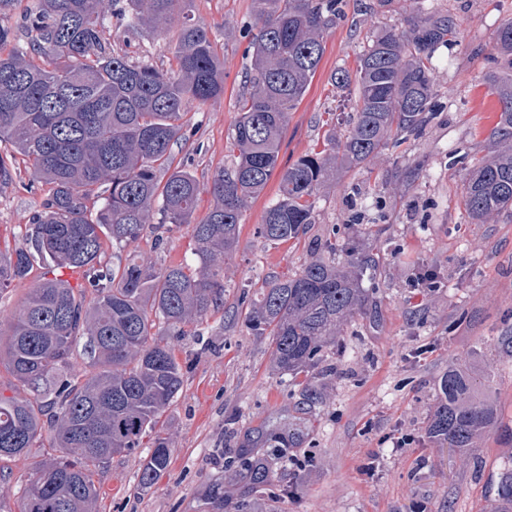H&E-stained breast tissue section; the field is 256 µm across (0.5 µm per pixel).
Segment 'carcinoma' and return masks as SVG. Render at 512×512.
<instances>
[{
  "label": "carcinoma",
  "mask_w": 512,
  "mask_h": 512,
  "mask_svg": "<svg viewBox=\"0 0 512 512\" xmlns=\"http://www.w3.org/2000/svg\"><path fill=\"white\" fill-rule=\"evenodd\" d=\"M116 0H39L21 31L0 26V142L11 144L32 181L48 187L25 225V243L0 251V290L42 275L9 327L0 333V361L15 381L0 391V462L27 456L44 428L56 455L26 484L19 512H96V476L112 456L153 448L139 473L150 486L171 458L160 418L182 390L175 346L166 336L224 306V259L239 244L252 200L278 167L289 112L302 100L336 24L340 0H251L259 23L252 63L230 129L231 166L211 181V205L195 219L201 193L194 175L172 167L188 107L224 96V63L207 29L191 16L193 0H126L118 11L129 28L176 29L169 67L133 63L106 37ZM454 22L418 12L408 27L372 35L355 71L330 77L354 90L344 135L330 132L326 149L308 152L281 172L257 237L271 245L298 243L315 223V203L336 169L377 159L390 143L419 136L433 118V49L450 40ZM500 70L488 78L499 120L488 140L494 154L476 164L463 185L473 224L512 208V20L497 31ZM190 228L197 263L158 264L133 250L152 225ZM116 263H103L106 246ZM341 258H336V252ZM368 247L324 242L292 276H267L243 323L270 340L274 369L310 383L323 349L363 313L369 295L361 275L374 266ZM82 271L81 283L64 278ZM89 357L72 371L74 347ZM470 380L449 372L431 433L466 448L490 425L493 410L465 401ZM251 490L262 493L268 471L247 464Z\"/></svg>",
  "instance_id": "obj_1"
}]
</instances>
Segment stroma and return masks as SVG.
Masks as SVG:
<instances>
[{"instance_id":"stroma-1","label":"stroma","mask_w":512,"mask_h":512,"mask_svg":"<svg viewBox=\"0 0 512 512\" xmlns=\"http://www.w3.org/2000/svg\"><path fill=\"white\" fill-rule=\"evenodd\" d=\"M374 2L343 0L317 73L289 114L280 168L323 150L337 116L350 112L331 73L355 69L367 36L418 8L448 13L456 23L455 38L433 52L434 118L369 166L337 171L298 245H268L255 235L278 190L280 177L271 176L224 268L223 310L173 339L184 385L160 419L172 448L168 468L144 487L139 469L150 443L114 455L97 477L98 512H207L218 487L228 512H512L498 496L500 473L512 463V347L501 342L512 330V212L474 224L462 204L466 174L492 151L487 134L499 105L486 77L499 68L495 37L512 19V0ZM193 14L224 60L223 97L189 107L173 148L175 165L200 185L202 215L213 175L231 162L227 136L258 28L251 0H194ZM111 38L130 60L169 64V36L120 28ZM45 193L22 166L0 186V249L22 245ZM326 240L374 247L379 262L364 282L373 302L325 349L309 403L301 385L272 369L267 339L249 335L240 314L267 275L297 271L313 244ZM139 249L165 264L195 260L184 226L146 231ZM451 370L470 378L469 402L496 410L494 424L466 448L428 433L438 382ZM286 429L293 434L288 447L275 448ZM50 453L35 448L12 463L0 480L5 512H18L33 466ZM247 456L269 469L264 495L252 494L239 467Z\"/></svg>"}]
</instances>
